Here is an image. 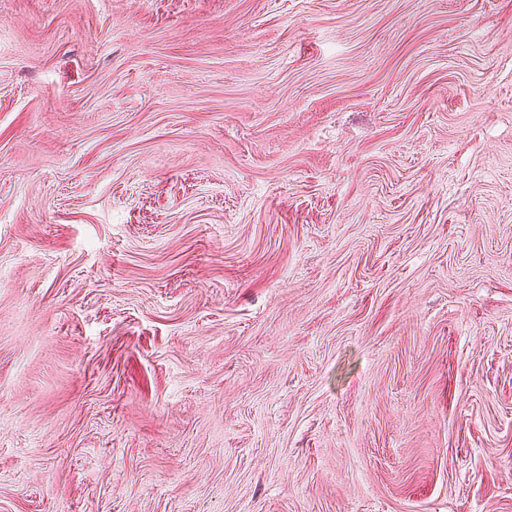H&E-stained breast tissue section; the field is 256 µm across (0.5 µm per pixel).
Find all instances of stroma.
<instances>
[{
    "instance_id": "1",
    "label": "stroma",
    "mask_w": 512,
    "mask_h": 512,
    "mask_svg": "<svg viewBox=\"0 0 512 512\" xmlns=\"http://www.w3.org/2000/svg\"><path fill=\"white\" fill-rule=\"evenodd\" d=\"M0 512H512V0H0Z\"/></svg>"
}]
</instances>
